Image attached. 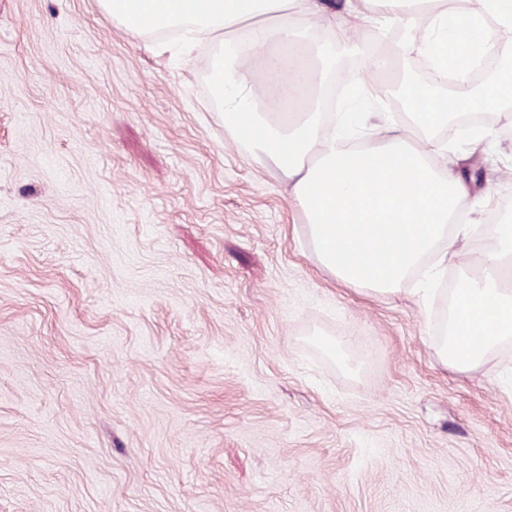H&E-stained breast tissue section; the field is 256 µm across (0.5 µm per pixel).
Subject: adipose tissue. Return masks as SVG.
Wrapping results in <instances>:
<instances>
[{"instance_id": "1", "label": "adipose tissue", "mask_w": 512, "mask_h": 512, "mask_svg": "<svg viewBox=\"0 0 512 512\" xmlns=\"http://www.w3.org/2000/svg\"><path fill=\"white\" fill-rule=\"evenodd\" d=\"M123 30L174 37L182 52L207 42L225 51L209 79L234 142L257 162L273 164L301 207L322 271L361 293L403 295L433 306V282L449 265L463 270L459 288L435 317L432 338L444 365L465 372L512 342V288L497 276L512 265V225L493 230L496 247L456 249L473 228L458 223L465 185L438 169L433 156L447 146L431 128L449 112L416 106L407 125L366 129L360 112L346 113L339 128L320 122L325 75L335 50L346 49L345 23L332 25V47L308 41L298 22L320 17L319 0H98ZM363 23L408 32L427 27L424 41L407 51L440 64L462 56L501 58L502 72L472 86L470 70L456 72L457 111L512 117V0H351ZM452 109V110H453ZM370 131L363 150L345 147L348 136ZM421 287H410L414 274Z\"/></svg>"}]
</instances>
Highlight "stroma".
<instances>
[{"mask_svg":"<svg viewBox=\"0 0 512 512\" xmlns=\"http://www.w3.org/2000/svg\"><path fill=\"white\" fill-rule=\"evenodd\" d=\"M215 53L0 0V512H512V345L456 371L412 299L320 270ZM488 128L435 134L479 228L512 223Z\"/></svg>","mask_w":512,"mask_h":512,"instance_id":"stroma-1","label":"stroma"}]
</instances>
